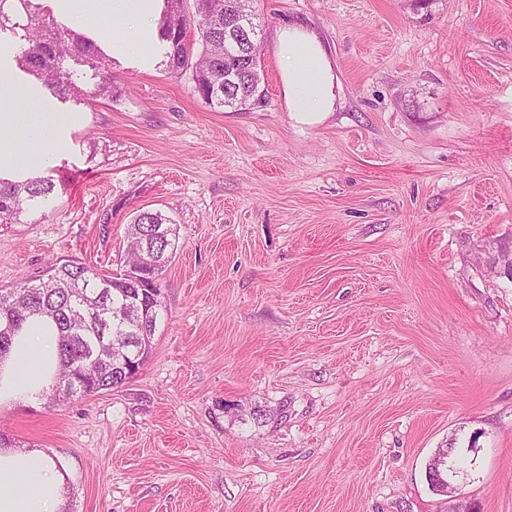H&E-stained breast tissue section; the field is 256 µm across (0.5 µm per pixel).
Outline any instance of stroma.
<instances>
[{
  "label": "stroma",
  "instance_id": "obj_1",
  "mask_svg": "<svg viewBox=\"0 0 512 512\" xmlns=\"http://www.w3.org/2000/svg\"><path fill=\"white\" fill-rule=\"evenodd\" d=\"M257 7L263 106L108 62L116 101L74 104L54 194L0 224V289L122 272L140 210L180 236L139 372L0 433L61 468L67 512H512V0ZM292 23L340 76L317 125L283 101Z\"/></svg>",
  "mask_w": 512,
  "mask_h": 512
}]
</instances>
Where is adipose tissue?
<instances>
[{"label":"adipose tissue","instance_id":"adipose-tissue-1","mask_svg":"<svg viewBox=\"0 0 512 512\" xmlns=\"http://www.w3.org/2000/svg\"><path fill=\"white\" fill-rule=\"evenodd\" d=\"M115 59L149 63L159 42L164 0H32ZM286 108L295 122L320 123L336 110L340 78L318 36L302 25L277 31ZM19 48L0 39V178L23 181L64 149L77 116L18 64ZM56 330L28 319L0 361V407L36 399L54 378ZM64 475L37 451L0 448V512H58Z\"/></svg>","mask_w":512,"mask_h":512}]
</instances>
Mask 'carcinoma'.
Instances as JSON below:
<instances>
[{
    "instance_id": "obj_1",
    "label": "carcinoma",
    "mask_w": 512,
    "mask_h": 512,
    "mask_svg": "<svg viewBox=\"0 0 512 512\" xmlns=\"http://www.w3.org/2000/svg\"><path fill=\"white\" fill-rule=\"evenodd\" d=\"M6 2L0 0V33L23 31L22 68L61 99L114 98L112 74L102 69L106 57L93 43L31 0H18L26 23L14 21L4 11ZM236 11L261 22L255 0H202L192 14L181 0H166L160 38L169 45L170 73L189 75L193 92L205 104L247 112L265 101L258 70L262 44L248 42L240 54L231 53L234 40L226 16ZM192 24L200 41L197 51L187 35ZM70 60L95 72L99 81L87 90L79 87L72 80ZM55 188L49 176L21 182L0 179V223H21ZM127 241L126 270L116 277L77 259H55L44 274L0 290V358L10 349L12 334L19 333L29 318H46L56 327V377L38 399L63 402L117 388L130 378L129 369L139 370L148 358L162 306L157 280L179 248V230L161 212L140 210L128 226ZM146 271L156 282L138 295L134 279Z\"/></svg>"
}]
</instances>
